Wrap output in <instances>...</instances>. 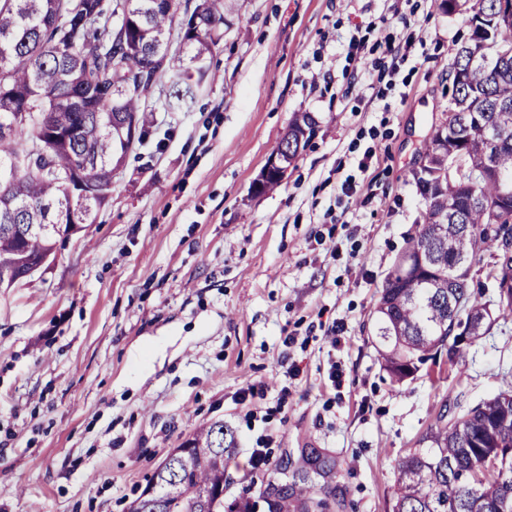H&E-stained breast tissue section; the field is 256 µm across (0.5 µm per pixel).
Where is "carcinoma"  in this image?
Here are the masks:
<instances>
[{"instance_id": "1", "label": "carcinoma", "mask_w": 512, "mask_h": 512, "mask_svg": "<svg viewBox=\"0 0 512 512\" xmlns=\"http://www.w3.org/2000/svg\"><path fill=\"white\" fill-rule=\"evenodd\" d=\"M0 0V277L54 252L56 224L94 223L106 195L71 193L59 174L77 166L105 184L125 163L131 128L149 133L145 99L157 75L169 76L168 107L187 112L207 77L206 54L224 34L227 0H116L112 26L102 0ZM501 0H477L472 30L451 65L448 118L424 143L414 173L427 212L389 274L375 309L383 366L397 381L413 375L432 352L448 348L459 363L465 347L450 342L463 324L491 332L487 305L469 289L477 257L499 256L487 276L512 275L500 232L512 230V21L499 19ZM487 35L494 47L477 44ZM308 113L295 115L273 153L292 163L298 135L313 134ZM44 142L48 170L15 164ZM231 432L218 420L187 439L148 479L129 512H224L211 497L224 484ZM416 448L401 457L392 512H512V385L457 415L444 408ZM304 484L279 501L278 512H330Z\"/></svg>"}]
</instances>
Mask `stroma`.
<instances>
[{
	"label": "stroma",
	"mask_w": 512,
	"mask_h": 512,
	"mask_svg": "<svg viewBox=\"0 0 512 512\" xmlns=\"http://www.w3.org/2000/svg\"><path fill=\"white\" fill-rule=\"evenodd\" d=\"M459 2L239 0L191 111H166L157 80L94 223L0 288V512H128L216 420L235 436L225 504L268 474L307 478L332 512H391L396 461L444 405L504 388L512 320L401 382L373 332L426 210L413 173L471 34L476 0ZM297 112L317 134L252 194Z\"/></svg>",
	"instance_id": "1"
}]
</instances>
